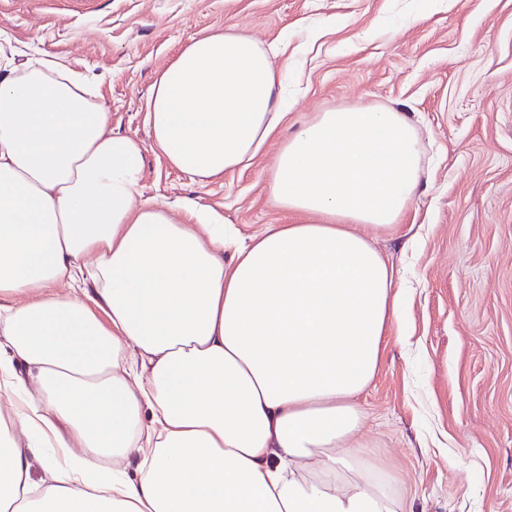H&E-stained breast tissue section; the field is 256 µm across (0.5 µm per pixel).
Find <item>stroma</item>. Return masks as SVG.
<instances>
[{
  "instance_id": "stroma-1",
  "label": "stroma",
  "mask_w": 512,
  "mask_h": 512,
  "mask_svg": "<svg viewBox=\"0 0 512 512\" xmlns=\"http://www.w3.org/2000/svg\"><path fill=\"white\" fill-rule=\"evenodd\" d=\"M234 25L285 68L277 136L200 182L151 150L156 73ZM57 57L92 80L113 133L146 146L142 199L208 207L242 236L280 224L267 176L317 113L408 112L427 173L376 245L406 290L402 334L357 398L363 435L415 512H512V0H0V57Z\"/></svg>"
}]
</instances>
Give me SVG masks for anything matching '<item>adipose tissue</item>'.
Wrapping results in <instances>:
<instances>
[{"label": "adipose tissue", "instance_id": "ef3b65f1", "mask_svg": "<svg viewBox=\"0 0 512 512\" xmlns=\"http://www.w3.org/2000/svg\"><path fill=\"white\" fill-rule=\"evenodd\" d=\"M282 98L258 40L199 34L156 75L151 147L210 181ZM109 123L56 57L0 65V512H408L356 398L401 321L372 235L424 177L409 114L318 113L269 173L290 223L244 242L139 199L146 148Z\"/></svg>", "mask_w": 512, "mask_h": 512}]
</instances>
